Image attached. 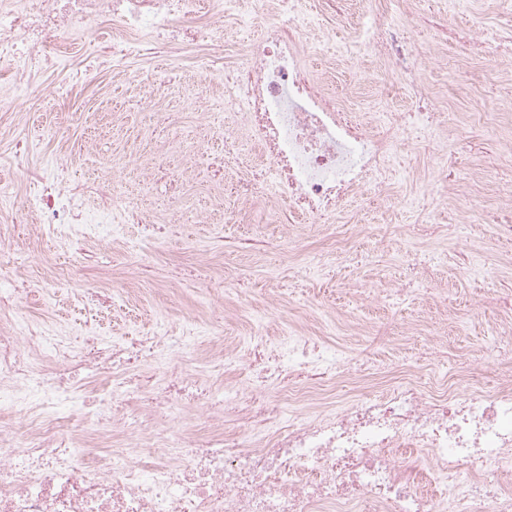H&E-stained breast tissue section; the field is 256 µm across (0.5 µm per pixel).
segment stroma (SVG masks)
<instances>
[{
  "mask_svg": "<svg viewBox=\"0 0 512 512\" xmlns=\"http://www.w3.org/2000/svg\"><path fill=\"white\" fill-rule=\"evenodd\" d=\"M399 24L420 46V71L440 111L449 125L462 128L461 140L448 143L449 157L462 172L480 167L484 173L478 180L451 187L446 197L422 214L430 223L445 224L457 206L470 207L474 214L468 226L471 254L458 250L453 239L428 237L417 246L427 259L423 277L440 289L442 297L408 301L397 309L362 303L360 291L398 281L405 271L406 253L417 248L401 238L400 227L414 223L421 214L397 205L396 200L419 190L418 177L427 163L424 153L400 157L394 202L360 200L344 212V219L369 227L355 242V261H337L323 270L305 267L308 255L328 245L314 226L306 229L299 248L291 253L245 249L216 254L210 242L217 235L246 239L261 233L270 237L277 227L264 223L263 205L244 209L238 193L224 178V136L205 124L190 97L203 84V75L187 62L172 67L166 59L155 58L150 63L154 70L171 67L184 91L163 105L184 131L183 155L205 150L213 158L209 169L196 171L193 179L175 185L162 173L146 172L139 164L141 156L156 151L167 137L155 110L145 103L147 82L136 80L123 68H93L92 46L77 43L69 49L65 68L49 73V80H67L85 66L92 67L93 77L78 87L69 109L47 98L37 110L17 114L28 137L41 139L65 122L67 111L77 112L79 119L70 127L65 148L76 174L95 179L103 174L105 164H114L127 192L147 211L167 220L181 214L204 218L203 223L186 225L184 238L159 242L142 239L139 225H126L127 240L159 256V278L151 282L138 275L129 258L118 251L89 245L93 260L82 271L83 284L103 282L125 293L127 309L113 322V337L149 331L157 316L176 317L192 311L206 294L223 306L224 343L229 347L242 341L258 315L265 316L272 335L293 328L331 346L346 345L355 351L368 344V325L387 321L393 333L376 349L381 358L409 357L434 349L459 361H472L502 323H512V239L500 237L496 230L497 221L512 211L504 199L512 188V167L498 162L512 147V90L493 81L507 65L491 56L473 60L474 69L486 80L467 96L457 97L456 55L448 46L430 48L424 30L428 24L441 29L512 26V10H502L500 0H465L452 14L447 0H414L411 11L400 15ZM324 31L329 50L312 57L309 65L328 77L331 89L351 109L371 114L410 108V100L387 66L365 72L337 63L349 39L345 20L329 18ZM13 250L20 257L47 255V265L35 270L37 279L26 302L35 314L48 316L63 330H74L79 311L69 292L62 289L50 298L41 296L44 283L62 277L59 263L74 262V255L58 249L45 254L41 243L25 236L16 240Z\"/></svg>",
  "mask_w": 512,
  "mask_h": 512,
  "instance_id": "stroma-1",
  "label": "stroma"
}]
</instances>
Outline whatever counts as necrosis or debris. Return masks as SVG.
Returning a JSON list of instances; mask_svg holds the SVG:
<instances>
[{"label":"necrosis or debris","mask_w":512,"mask_h":512,"mask_svg":"<svg viewBox=\"0 0 512 512\" xmlns=\"http://www.w3.org/2000/svg\"><path fill=\"white\" fill-rule=\"evenodd\" d=\"M0 0V112H25L45 93L41 75L68 48L102 40L104 64L156 55L192 60L204 75L194 103L224 133L227 159L236 133L262 152L261 166L239 168L245 201L273 199L271 248L295 245L300 224L322 225L342 255L357 224L339 217L355 196L387 197L397 159L423 149L431 166L426 196L453 181L443 122L415 63L417 48L386 15L367 11L344 56L383 60L412 102L404 112L357 116L330 92L307 59L322 27L303 0ZM261 25L242 63L225 66L214 33L228 22ZM463 43L460 90L481 81L473 58H512V28L449 30ZM241 116L239 130L225 114ZM14 164L26 184L23 204L0 185V253L28 235L58 245L109 247L123 227L142 236L161 229L121 192L118 178L83 181L64 159L33 166L31 142L14 131ZM28 262L0 264V512H512V340L489 355L505 366L493 386L454 363L422 385L421 361L376 359L329 349L297 331L271 338L253 323L236 349L223 347V319L211 301L179 323L115 339L100 332L102 312L122 311L117 290L74 292L77 339L22 303ZM209 340L200 359L196 342ZM248 384L220 382L225 369ZM389 380L387 394H345L341 383ZM328 396L307 415L292 404L309 390ZM234 418L233 428L188 431L181 410Z\"/></svg>","instance_id":"obj_1"}]
</instances>
